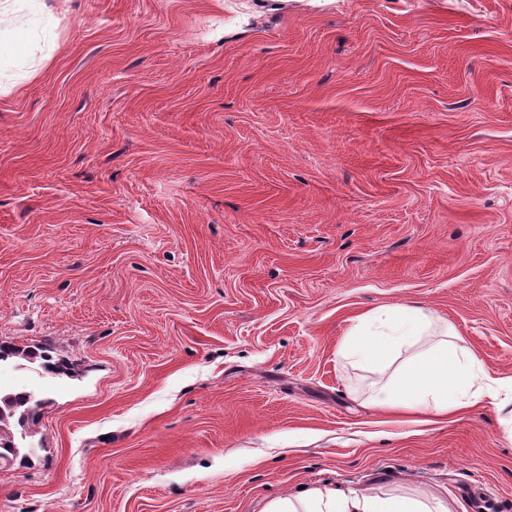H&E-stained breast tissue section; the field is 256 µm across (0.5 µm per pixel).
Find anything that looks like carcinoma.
I'll use <instances>...</instances> for the list:
<instances>
[{
	"label": "carcinoma",
	"instance_id": "obj_1",
	"mask_svg": "<svg viewBox=\"0 0 512 512\" xmlns=\"http://www.w3.org/2000/svg\"><path fill=\"white\" fill-rule=\"evenodd\" d=\"M23 360L47 374H72L71 365L51 354L47 347L24 348L0 343V363ZM47 400L32 391H0V468L26 467L35 452L33 439L39 433L42 411Z\"/></svg>",
	"mask_w": 512,
	"mask_h": 512
}]
</instances>
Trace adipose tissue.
Wrapping results in <instances>:
<instances>
[{
  "label": "adipose tissue",
  "mask_w": 512,
  "mask_h": 512,
  "mask_svg": "<svg viewBox=\"0 0 512 512\" xmlns=\"http://www.w3.org/2000/svg\"><path fill=\"white\" fill-rule=\"evenodd\" d=\"M452 324L419 306L374 309L357 318L340 346L341 355L374 374L369 401L381 409L434 416L488 401L512 407V379H491L472 355L453 343ZM264 512H431L422 501L379 496L346 497L313 489L270 501Z\"/></svg>",
  "instance_id": "ef3b65f1"
}]
</instances>
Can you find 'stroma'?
I'll use <instances>...</instances> for the list:
<instances>
[{"instance_id": "stroma-1", "label": "stroma", "mask_w": 512, "mask_h": 512, "mask_svg": "<svg viewBox=\"0 0 512 512\" xmlns=\"http://www.w3.org/2000/svg\"><path fill=\"white\" fill-rule=\"evenodd\" d=\"M0 366L48 397L0 512H512L493 406L365 402L418 303L512 377V0H0ZM50 348L33 345L24 348L12 344L0 343V365L1 363L17 362L23 360L30 365H36L38 373H47L53 375L72 374L71 365L64 359L51 354ZM264 512H432L420 500L379 496L346 497L334 489H313L270 501Z\"/></svg>"}]
</instances>
